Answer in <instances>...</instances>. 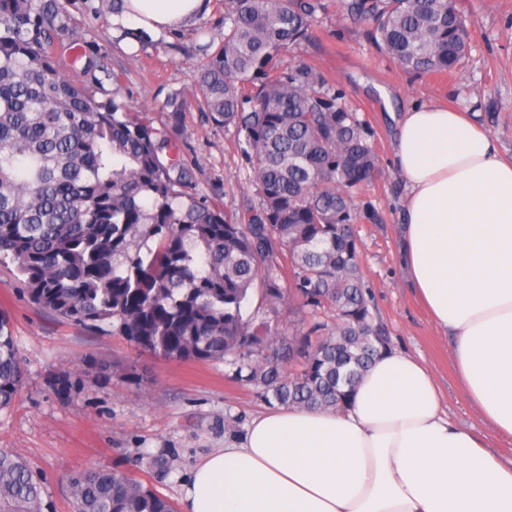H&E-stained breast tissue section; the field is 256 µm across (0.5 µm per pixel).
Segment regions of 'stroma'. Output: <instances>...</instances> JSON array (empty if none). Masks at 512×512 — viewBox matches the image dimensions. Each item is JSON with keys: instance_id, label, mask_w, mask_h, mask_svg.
I'll list each match as a JSON object with an SVG mask.
<instances>
[{"instance_id": "35a3bbf8", "label": "stroma", "mask_w": 512, "mask_h": 512, "mask_svg": "<svg viewBox=\"0 0 512 512\" xmlns=\"http://www.w3.org/2000/svg\"><path fill=\"white\" fill-rule=\"evenodd\" d=\"M474 26L466 67L453 77L416 78L380 54L353 24L328 6L314 37L299 53L330 74L345 104L368 121L381 170L364 199L379 214L357 225L361 262L373 310L390 334V346L421 360L434 376L441 408L455 426L482 439L503 463L512 462V437L495 433L468 399L452 355V338L434 324L400 261V212L406 191L393 164L394 116L412 105H445L476 113L479 122L512 155V0H458ZM199 23L163 31L175 53L123 39L111 13L90 14L72 0L69 27L108 70L124 73L107 93L163 120L175 93L190 90L199 57L198 25L214 41L224 37V8L209 0ZM176 138L192 165L199 190L224 209L238 211L254 198L248 168L233 132L204 113L184 116ZM0 311L8 315L26 383L11 408L0 410V448L21 453L45 482L47 512H70L66 479L77 470L114 466L140 477L180 502L191 466L229 442L225 417L240 429L268 412L253 386L236 382L221 361H173L138 351L122 337L61 322L31 304L14 268L0 265ZM163 453L177 468L165 476L147 470L145 456Z\"/></svg>"}]
</instances>
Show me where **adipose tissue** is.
<instances>
[{"instance_id":"ef3b65f1","label":"adipose tissue","mask_w":512,"mask_h":512,"mask_svg":"<svg viewBox=\"0 0 512 512\" xmlns=\"http://www.w3.org/2000/svg\"><path fill=\"white\" fill-rule=\"evenodd\" d=\"M206 0H124L113 24L171 29ZM401 262L453 338L465 392L512 436V156L468 113L400 118ZM184 512H512V464L453 426L430 371L387 351L342 412L279 406L193 467Z\"/></svg>"}]
</instances>
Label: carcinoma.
<instances>
[{"mask_svg": "<svg viewBox=\"0 0 512 512\" xmlns=\"http://www.w3.org/2000/svg\"><path fill=\"white\" fill-rule=\"evenodd\" d=\"M70 0H0V265L64 322L165 360L224 361L270 403L341 411L388 339L370 309L355 226L380 158L333 79L289 49L313 37L326 0H224V38L198 44L189 93L151 110L103 93L101 59L60 38ZM411 75H454L471 50L457 0H339ZM195 109L232 128L256 202L226 211L198 192L174 132ZM288 300L286 336L249 311ZM299 364L285 371L284 364ZM25 384L0 312V409ZM71 512H176L107 466L70 475ZM0 512H45L40 478L0 449Z\"/></svg>", "mask_w": 512, "mask_h": 512, "instance_id": "obj_1", "label": "carcinoma"}]
</instances>
